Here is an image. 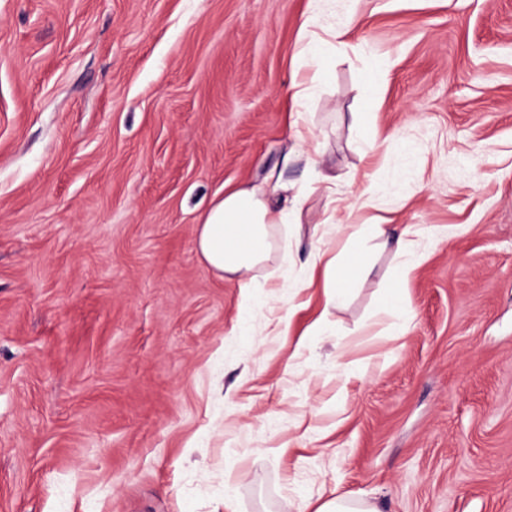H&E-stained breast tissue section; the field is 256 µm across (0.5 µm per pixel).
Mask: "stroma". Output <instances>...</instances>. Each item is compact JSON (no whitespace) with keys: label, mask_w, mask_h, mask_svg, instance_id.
<instances>
[{"label":"stroma","mask_w":512,"mask_h":512,"mask_svg":"<svg viewBox=\"0 0 512 512\" xmlns=\"http://www.w3.org/2000/svg\"><path fill=\"white\" fill-rule=\"evenodd\" d=\"M309 5L0 0V512H512V0H328L365 54L315 93L316 168L290 131ZM317 169L335 193L275 229L243 311L198 218ZM375 215L415 251L363 240L324 311L314 248L352 258ZM315 512H379L377 508L363 501H349L341 498L328 500L320 504Z\"/></svg>","instance_id":"1"}]
</instances>
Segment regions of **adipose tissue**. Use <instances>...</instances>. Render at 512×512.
<instances>
[{"mask_svg": "<svg viewBox=\"0 0 512 512\" xmlns=\"http://www.w3.org/2000/svg\"><path fill=\"white\" fill-rule=\"evenodd\" d=\"M344 30L322 25L317 13H308L298 31L297 56L308 73L292 95L294 108L306 107L315 86L323 84L328 62ZM299 201L279 206L272 191L260 186H238L216 196L199 219L196 246L215 275L243 280L261 266L273 248L274 225L298 217Z\"/></svg>", "mask_w": 512, "mask_h": 512, "instance_id": "ef3b65f1", "label": "adipose tissue"}]
</instances>
